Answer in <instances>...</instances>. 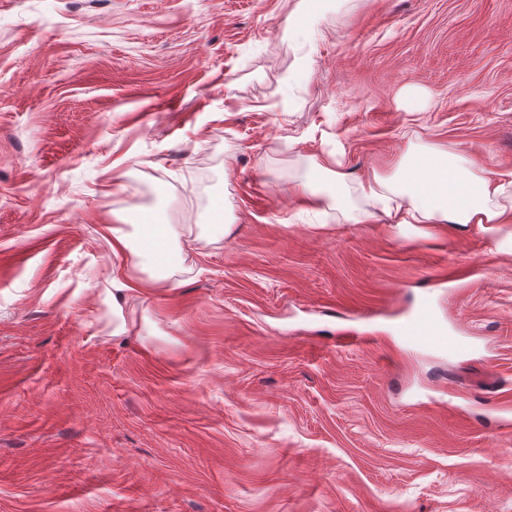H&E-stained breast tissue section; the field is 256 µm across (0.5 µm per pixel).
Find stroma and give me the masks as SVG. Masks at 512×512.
Instances as JSON below:
<instances>
[{
  "label": "stroma",
  "instance_id": "1",
  "mask_svg": "<svg viewBox=\"0 0 512 512\" xmlns=\"http://www.w3.org/2000/svg\"><path fill=\"white\" fill-rule=\"evenodd\" d=\"M295 2L0 0V512H512V226L354 191L512 172V0ZM145 211L192 234L116 341ZM423 302L470 352L395 335ZM512 174L480 176L456 153H414L398 180L376 173L355 190L380 207L388 224H510L512 205L497 200L508 194ZM340 166L338 158L324 164L315 163L311 173L292 188V193L304 197L316 211L342 205L347 185Z\"/></svg>",
  "mask_w": 512,
  "mask_h": 512
}]
</instances>
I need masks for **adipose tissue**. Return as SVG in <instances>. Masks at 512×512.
<instances>
[{
    "instance_id": "obj_1",
    "label": "adipose tissue",
    "mask_w": 512,
    "mask_h": 512,
    "mask_svg": "<svg viewBox=\"0 0 512 512\" xmlns=\"http://www.w3.org/2000/svg\"><path fill=\"white\" fill-rule=\"evenodd\" d=\"M340 160L314 164L310 174L292 192L304 197L316 211L342 205L346 183ZM357 192L379 206L388 223L510 224L512 206L499 205L512 190V176L486 177L474 173L469 161L456 153H415L405 161L398 180L371 175L359 180ZM113 254H128L134 267L149 269V277L131 275L129 268L112 269L108 300L112 307V336L130 333L135 319L124 310L161 283L169 281L181 262V235L172 224H108Z\"/></svg>"
}]
</instances>
